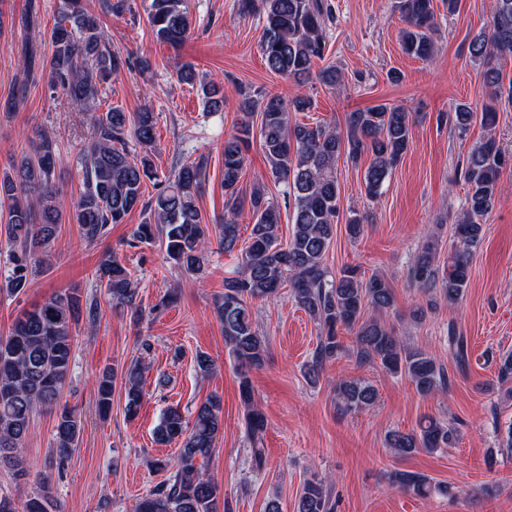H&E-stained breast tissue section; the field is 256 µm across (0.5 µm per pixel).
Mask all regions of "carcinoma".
<instances>
[{
	"mask_svg": "<svg viewBox=\"0 0 512 512\" xmlns=\"http://www.w3.org/2000/svg\"><path fill=\"white\" fill-rule=\"evenodd\" d=\"M394 8L405 22L402 51L423 61L433 58L437 28L433 0H395ZM146 12L162 43L178 45L190 33L189 0H148ZM261 13L260 50L270 72L298 84L312 78L334 87L344 83V74L334 67L312 74L315 60L323 56L326 47L327 22L333 17L330 4L325 0H261ZM49 42L51 55L44 59L35 41H26L27 73L34 75L35 66H40L48 72L49 86L62 90L76 109L92 107L97 84L110 80L123 66L122 58L107 47L98 18L84 8L82 0H62ZM469 51L489 64L485 72L488 86L502 88V73L490 62L512 56V0H495L489 32L474 36ZM201 92L209 111L224 110V93L217 86L204 84ZM312 106V98L302 94L289 98L265 93L256 99L244 95L241 121L235 133L224 138V217L219 224L203 223L197 206L206 181L204 157L188 158L169 174L159 175L150 156L157 118L147 105L132 114L113 107L96 118L94 137L84 150L83 191L70 208L59 198L54 183L59 153L47 133L31 142L28 151L13 163L12 172L0 176V201L8 203L6 235L12 246L5 288L12 296L27 288L35 271L47 263L49 246L66 218L77 224L81 237L91 243L104 237L108 225L122 223L139 208L145 219L133 234L134 242L159 241L169 262L191 275L204 272L211 238H217L224 252L231 253L240 239V222L249 220V244L241 251L236 274L224 278V293L215 298L214 309L240 380L246 431L258 467L265 457V449L256 447L265 429V416L254 400L250 374L265 365L267 350L250 318L248 303L253 300L272 297L287 286L294 302L319 324L321 336L307 363L312 379L347 353L359 364H376L407 377L421 395L443 390L450 381L443 366L425 349L403 342L391 326L373 316L395 304L394 288L384 276H366L355 267H345L330 279L324 266L340 212L338 160L344 156L357 164L369 156L365 192L371 198L379 195L390 170L408 150L411 114L401 106L385 104L356 110L347 113L342 133L326 125L313 127L291 120L292 113L307 112ZM476 119L486 135L476 142L461 167L467 193L462 217L454 225L456 249L442 267L433 247L423 246L408 274L413 287L450 304L465 296L471 259L483 240V218L497 203L503 170L512 168V155L506 154L492 135L497 120L492 104H483L479 112L462 104L451 115L461 133ZM256 131L270 173L285 184L288 205L292 206L291 233L285 242L279 233V203L267 197L260 185L247 195L239 186ZM131 136L144 149L143 155L137 157L128 149ZM147 180L160 186L149 200L144 199L143 190ZM96 277L113 304L130 309L139 318L144 315L137 301V285L116 253L103 257ZM83 313L95 323L97 303L83 307L77 296L61 292L23 311L9 336L0 337V467L15 470L19 477L26 475L22 454L34 411L59 405L72 366V329ZM341 327L354 333L350 349L339 339ZM144 372L139 360L124 371L125 415L129 419L137 416L143 402ZM114 378L115 372L107 369L96 380L98 407L105 415L112 407ZM336 398L350 410H362L374 405L377 392L368 383L341 380ZM223 426L217 396L198 404L191 419L180 407H167L154 434L162 444H178L176 473L171 483L144 497L137 512H217L220 487L197 466V460L210 456ZM81 430L77 414L65 406L60 408L54 433L58 465L69 459ZM457 438L451 424L428 416L408 432L387 433L385 441L395 454L405 457L421 448L450 447ZM390 480L419 497L432 493V481L419 473L396 470ZM52 507L51 488L44 483L27 500L25 512H51ZM296 512H331L321 482L313 479L304 484Z\"/></svg>",
	"mask_w": 512,
	"mask_h": 512,
	"instance_id": "carcinoma-1",
	"label": "carcinoma"
}]
</instances>
